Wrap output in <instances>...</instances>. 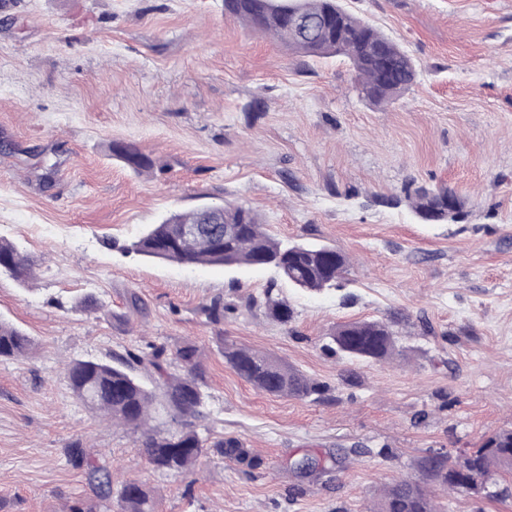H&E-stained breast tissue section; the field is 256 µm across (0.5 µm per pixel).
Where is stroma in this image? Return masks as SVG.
I'll use <instances>...</instances> for the list:
<instances>
[{
	"label": "stroma",
	"instance_id": "stroma-1",
	"mask_svg": "<svg viewBox=\"0 0 512 512\" xmlns=\"http://www.w3.org/2000/svg\"><path fill=\"white\" fill-rule=\"evenodd\" d=\"M341 2L416 64L387 108L362 98L345 58L297 56L224 0H0V237L37 262L30 285L0 277V319L35 343L0 360V512L88 496L65 457L76 439L115 480L145 483L155 512H368L384 486L421 480L430 451L512 427V0ZM113 141L152 172L111 157ZM410 183L450 186L465 219L420 223L402 200ZM227 201L279 240L344 252L341 288L130 252L171 211ZM272 282L291 323L241 306ZM87 295L103 311L76 309ZM218 296L215 326L199 309ZM396 311L402 355L326 351L337 324ZM226 342L326 385L324 400L259 392ZM150 343L198 347L208 440L237 439L260 468L214 454L191 477L162 474L63 379L72 359ZM307 455L322 468L303 476ZM497 485L490 498L432 492L448 512H512V476ZM109 150L113 155L121 158L128 166L137 172H148L152 164L149 159L144 157L138 149L130 143L112 142Z\"/></svg>",
	"mask_w": 512,
	"mask_h": 512
}]
</instances>
